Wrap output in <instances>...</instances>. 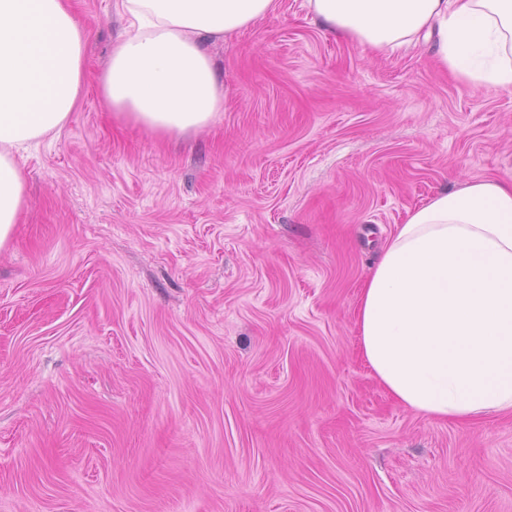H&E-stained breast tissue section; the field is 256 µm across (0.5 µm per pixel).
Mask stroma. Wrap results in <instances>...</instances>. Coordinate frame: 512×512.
<instances>
[{"label": "stroma", "instance_id": "stroma-1", "mask_svg": "<svg viewBox=\"0 0 512 512\" xmlns=\"http://www.w3.org/2000/svg\"><path fill=\"white\" fill-rule=\"evenodd\" d=\"M73 2L80 97L0 250V512H512V415L396 404L354 322L409 210L512 177V94L279 0L162 139L103 110L115 0Z\"/></svg>", "mask_w": 512, "mask_h": 512}]
</instances>
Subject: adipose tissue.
<instances>
[{
	"label": "adipose tissue",
	"instance_id": "obj_1",
	"mask_svg": "<svg viewBox=\"0 0 512 512\" xmlns=\"http://www.w3.org/2000/svg\"><path fill=\"white\" fill-rule=\"evenodd\" d=\"M327 32L375 50L433 41L473 88L512 93V0H309ZM129 25L100 76L117 123L159 137L208 126L224 81L209 40L276 11L278 0H117ZM88 31L69 0H0V249L28 192L20 162L59 133L82 87ZM360 353L401 406L436 422L512 413V181L439 192L386 241L360 291Z\"/></svg>",
	"mask_w": 512,
	"mask_h": 512
}]
</instances>
